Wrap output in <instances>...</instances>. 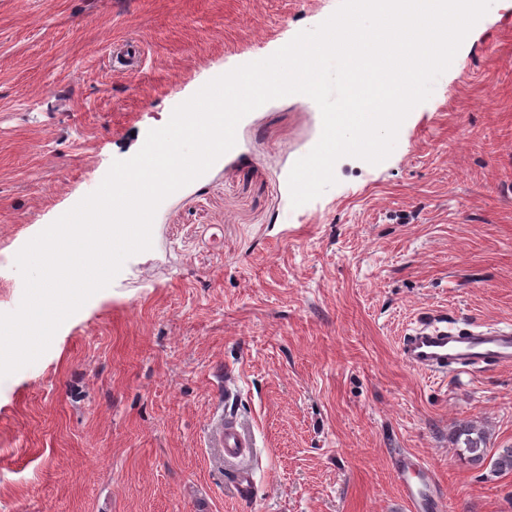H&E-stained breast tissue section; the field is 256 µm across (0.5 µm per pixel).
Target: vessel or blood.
<instances>
[{
  "label": "vessel or blood",
  "instance_id": "1",
  "mask_svg": "<svg viewBox=\"0 0 512 512\" xmlns=\"http://www.w3.org/2000/svg\"><path fill=\"white\" fill-rule=\"evenodd\" d=\"M401 355L412 368L437 375L457 369L479 370L488 366L512 365V325L457 329L442 311L427 312L404 336ZM213 447L225 459L243 460L253 446L244 429L233 419H224L212 432ZM397 483L410 512H447V499L415 456L400 453L392 463ZM236 496L255 498L256 482L249 468L238 470L234 479Z\"/></svg>",
  "mask_w": 512,
  "mask_h": 512
}]
</instances>
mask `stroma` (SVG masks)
<instances>
[{
	"mask_svg": "<svg viewBox=\"0 0 512 512\" xmlns=\"http://www.w3.org/2000/svg\"><path fill=\"white\" fill-rule=\"evenodd\" d=\"M340 0H0V313L17 252L220 72L266 58ZM137 41L133 65L114 46ZM313 100L245 116L224 160L158 210L152 249L0 379V512H408L395 453L449 512H512V472L451 442L512 445V365L442 377L399 343L444 311L512 324V0H495L382 163L340 158L291 204ZM234 369L225 399L219 375ZM255 441L240 501L209 431ZM454 440L456 444L464 445V452L469 454L472 462L480 463L485 460L488 452L486 433L472 422L460 423ZM234 491L236 496L243 501H250L257 493L253 472L248 467L238 470L234 479Z\"/></svg>",
	"mask_w": 512,
	"mask_h": 512,
	"instance_id": "stroma-1",
	"label": "stroma"
}]
</instances>
